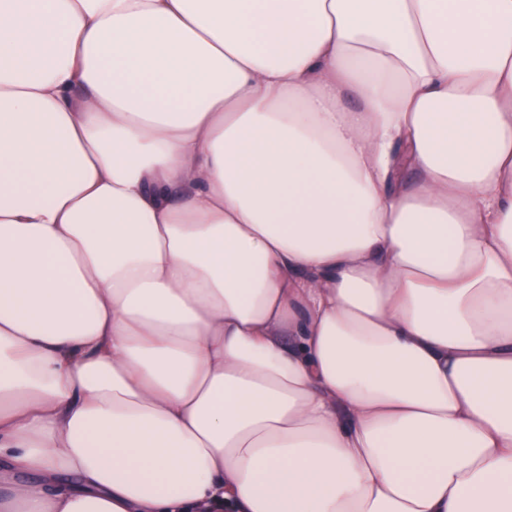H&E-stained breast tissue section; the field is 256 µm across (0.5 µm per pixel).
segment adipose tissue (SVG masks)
<instances>
[{
  "label": "adipose tissue",
  "mask_w": 512,
  "mask_h": 512,
  "mask_svg": "<svg viewBox=\"0 0 512 512\" xmlns=\"http://www.w3.org/2000/svg\"><path fill=\"white\" fill-rule=\"evenodd\" d=\"M0 512H512V0H0Z\"/></svg>",
  "instance_id": "obj_1"
}]
</instances>
